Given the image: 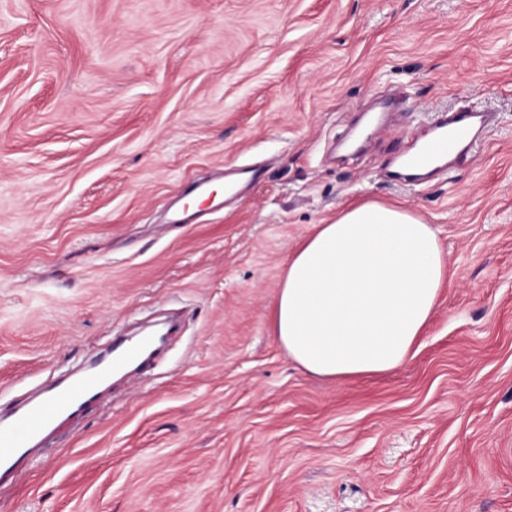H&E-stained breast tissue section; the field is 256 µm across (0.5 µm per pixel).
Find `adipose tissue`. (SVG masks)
Masks as SVG:
<instances>
[{
    "mask_svg": "<svg viewBox=\"0 0 512 512\" xmlns=\"http://www.w3.org/2000/svg\"><path fill=\"white\" fill-rule=\"evenodd\" d=\"M451 276L422 217L375 200L347 205L289 258L273 333L310 375L383 373L409 358Z\"/></svg>",
    "mask_w": 512,
    "mask_h": 512,
    "instance_id": "1",
    "label": "adipose tissue"
}]
</instances>
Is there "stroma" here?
I'll use <instances>...</instances> for the list:
<instances>
[{
  "label": "stroma",
  "mask_w": 512,
  "mask_h": 512,
  "mask_svg": "<svg viewBox=\"0 0 512 512\" xmlns=\"http://www.w3.org/2000/svg\"><path fill=\"white\" fill-rule=\"evenodd\" d=\"M396 90L393 131L341 153ZM465 106L497 121L451 177L388 179ZM254 160L240 201L188 196ZM363 199L432 224L454 278L403 364L317 378L272 308ZM168 313L0 512H512V0H0V412Z\"/></svg>",
  "instance_id": "1"
}]
</instances>
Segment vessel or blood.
Instances as JSON below:
<instances>
[{
    "label": "vessel or blood",
    "mask_w": 512,
    "mask_h": 512,
    "mask_svg": "<svg viewBox=\"0 0 512 512\" xmlns=\"http://www.w3.org/2000/svg\"><path fill=\"white\" fill-rule=\"evenodd\" d=\"M486 109L478 108L440 115L433 123L437 131L426 146L409 156L407 181L425 182L428 173H444L461 149L475 148L470 136L473 126H485ZM143 347L128 344L125 337H114L110 350L90 361L80 372L61 379L36 399L22 404L0 418V479L16 478L34 461L33 455L59 424L83 417L97 404L104 385L115 370L133 363Z\"/></svg>",
    "instance_id": "b4317fda"
}]
</instances>
